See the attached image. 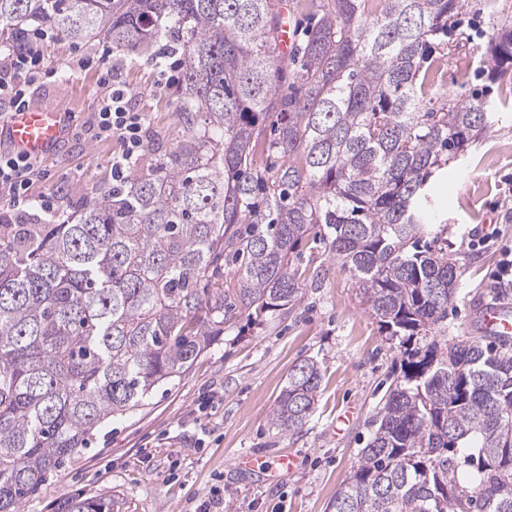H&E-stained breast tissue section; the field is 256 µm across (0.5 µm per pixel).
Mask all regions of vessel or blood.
Returning a JSON list of instances; mask_svg holds the SVG:
<instances>
[{
	"label": "vessel or blood",
	"mask_w": 512,
	"mask_h": 512,
	"mask_svg": "<svg viewBox=\"0 0 512 512\" xmlns=\"http://www.w3.org/2000/svg\"><path fill=\"white\" fill-rule=\"evenodd\" d=\"M65 113L38 104H29L13 111L0 135L4 136L14 154L28 158H44L53 153L68 134ZM481 332L500 340L512 339V307L490 304L481 309ZM240 466L277 475L280 469L292 468L294 459L280 455L274 459L246 455Z\"/></svg>",
	"instance_id": "obj_1"
}]
</instances>
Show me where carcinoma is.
Wrapping results in <instances>:
<instances>
[{
    "label": "carcinoma",
    "instance_id": "cac0c4a2",
    "mask_svg": "<svg viewBox=\"0 0 512 512\" xmlns=\"http://www.w3.org/2000/svg\"><path fill=\"white\" fill-rule=\"evenodd\" d=\"M494 2L317 0L284 52L295 0H0L19 50L47 22L110 43L116 65L159 42L184 62L168 152L72 212L0 224V512H21L224 326L292 310L319 224L401 355L332 512H512V346L448 341L461 272L448 225L425 223L432 177L496 121L489 100L434 82L461 16ZM490 62L512 80V23ZM322 379L312 360L292 367L274 428H303ZM118 510L103 494L57 507Z\"/></svg>",
    "mask_w": 512,
    "mask_h": 512
}]
</instances>
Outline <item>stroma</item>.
I'll use <instances>...</instances> for the list:
<instances>
[{
  "mask_svg": "<svg viewBox=\"0 0 512 512\" xmlns=\"http://www.w3.org/2000/svg\"><path fill=\"white\" fill-rule=\"evenodd\" d=\"M481 36L454 35L458 48L438 80L441 94L459 101L482 96L499 122L439 177L437 204L448 220V258L462 276L448 311V338L476 339V318L498 297L492 275L501 247L512 243V81L478 77L476 56L493 32L485 13L468 17ZM102 41L62 36L44 46L48 77L30 88L32 102L52 107L79 124L104 94L94 70L77 59L102 53ZM70 70L60 81L54 69ZM140 111L149 113V148L180 140L176 97L157 88L151 55L135 57L123 71ZM118 140L67 137L43 160L48 178L36 179L32 196L56 193L66 210L112 181L110 162ZM489 237L474 249L470 240ZM298 266L305 280L301 300L288 314L261 323L239 321L180 378L153 392L134 412L103 422L89 448L74 455L23 512H54L56 502L80 493L119 495L121 512H197L220 487L222 512H330V504L356 465L371 431L370 420L400 372V354L385 337L358 281L325 249H304ZM312 359L323 380L315 409L299 434L275 429L270 416L293 365ZM294 453L293 470L269 480L237 467L249 453Z\"/></svg>",
  "mask_w": 512,
  "mask_h": 512,
  "instance_id": "35a3bbf8",
  "label": "stroma"
}]
</instances>
